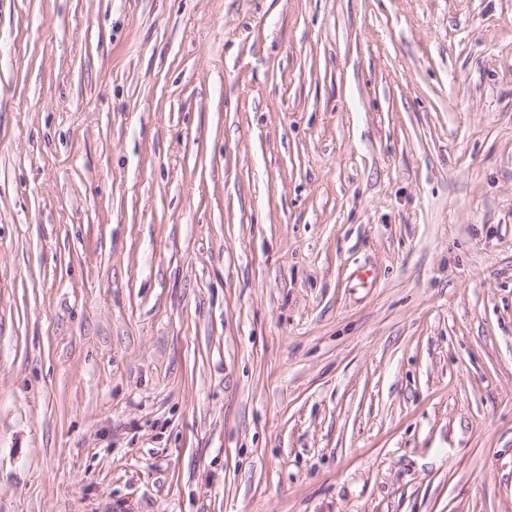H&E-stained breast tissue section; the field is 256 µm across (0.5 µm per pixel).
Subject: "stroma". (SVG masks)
<instances>
[{
	"instance_id": "stroma-1",
	"label": "stroma",
	"mask_w": 512,
	"mask_h": 512,
	"mask_svg": "<svg viewBox=\"0 0 512 512\" xmlns=\"http://www.w3.org/2000/svg\"><path fill=\"white\" fill-rule=\"evenodd\" d=\"M0 512H512V0H0Z\"/></svg>"
}]
</instances>
